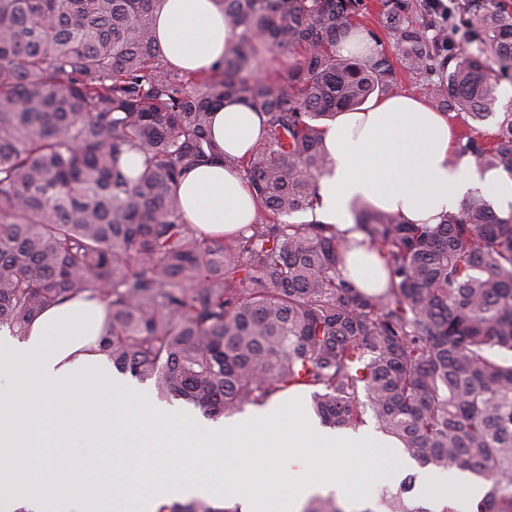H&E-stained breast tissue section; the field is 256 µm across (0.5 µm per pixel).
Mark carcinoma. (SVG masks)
I'll return each mask as SVG.
<instances>
[{
	"label": "carcinoma",
	"mask_w": 512,
	"mask_h": 512,
	"mask_svg": "<svg viewBox=\"0 0 512 512\" xmlns=\"http://www.w3.org/2000/svg\"><path fill=\"white\" fill-rule=\"evenodd\" d=\"M240 31L205 75L170 65L162 0H0V333L20 335L77 297L104 306L98 351L162 398L208 416L313 389L322 423L376 427L421 467L487 482L476 512H512V211L475 193L436 224L362 207L355 228L386 259L366 293L342 274L350 240L285 216L316 200L323 122L390 92L405 71L463 115L459 150L512 173V113L491 138L489 72L512 65V9L467 0L480 36L463 50L425 0H380L389 50L336 52L365 0H218ZM285 73L257 77L267 56ZM267 116L242 157L218 154L214 111ZM135 153L130 168L124 157ZM221 160L258 203L229 242L182 220L184 173ZM383 486L385 512H429ZM159 512H239L207 499ZM304 512H344L332 497Z\"/></svg>",
	"instance_id": "cac0c4a2"
}]
</instances>
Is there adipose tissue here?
<instances>
[{"mask_svg":"<svg viewBox=\"0 0 512 512\" xmlns=\"http://www.w3.org/2000/svg\"><path fill=\"white\" fill-rule=\"evenodd\" d=\"M156 36L168 61L191 72L211 68L237 41L217 0H163ZM264 120L245 104L225 102L215 112L212 138L223 152L243 155L264 132ZM323 143L331 164L317 180L318 202L305 219L336 225L352 239L346 274L364 290L385 287L388 276L375 246L355 228L359 206L399 214L408 224H433L482 188L502 210L512 209V174L460 154L448 118L409 93L337 113ZM178 193L184 223L228 239L257 212L240 175L218 161L189 170Z\"/></svg>","mask_w":512,"mask_h":512,"instance_id":"adipose-tissue-1","label":"adipose tissue"}]
</instances>
